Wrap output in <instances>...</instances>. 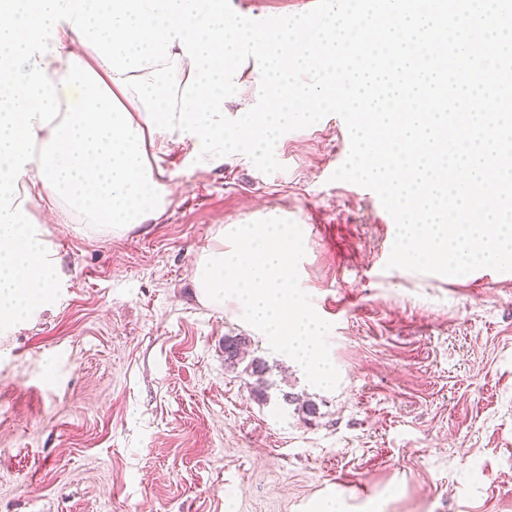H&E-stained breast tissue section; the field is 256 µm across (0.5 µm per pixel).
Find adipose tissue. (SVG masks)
<instances>
[{"instance_id":"ef3b65f1","label":"adipose tissue","mask_w":512,"mask_h":512,"mask_svg":"<svg viewBox=\"0 0 512 512\" xmlns=\"http://www.w3.org/2000/svg\"><path fill=\"white\" fill-rule=\"evenodd\" d=\"M57 38L58 52L46 56L43 67L60 113L37 131L35 160L20 180L30 193L26 211L44 210L108 233L157 220L166 191L150 155L169 152L172 136L151 139L141 103L124 97L69 23H60Z\"/></svg>"}]
</instances>
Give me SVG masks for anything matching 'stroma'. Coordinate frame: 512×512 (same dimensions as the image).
<instances>
[{
    "mask_svg": "<svg viewBox=\"0 0 512 512\" xmlns=\"http://www.w3.org/2000/svg\"><path fill=\"white\" fill-rule=\"evenodd\" d=\"M314 0H231L244 17ZM350 140L335 114L280 137L281 171L164 155V213L107 235L41 224L65 277L54 303L0 331V512H512V276L387 268L396 227L370 189L331 175ZM296 222L300 286L340 373L331 391L192 272L230 224ZM249 338L267 400L224 365ZM313 401L308 416L283 392Z\"/></svg>",
    "mask_w": 512,
    "mask_h": 512,
    "instance_id": "obj_1",
    "label": "stroma"
}]
</instances>
